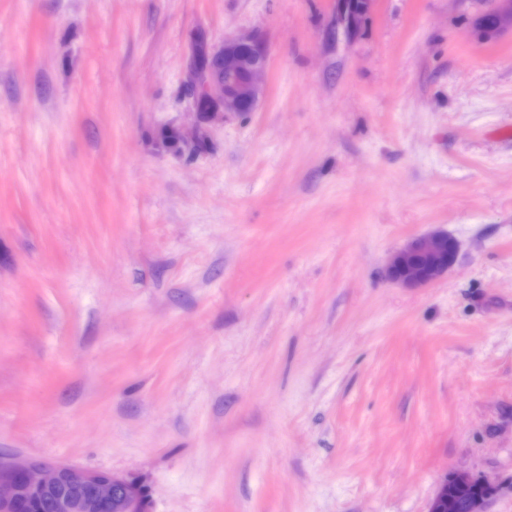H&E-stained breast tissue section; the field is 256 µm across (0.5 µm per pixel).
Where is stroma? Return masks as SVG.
I'll list each match as a JSON object with an SVG mask.
<instances>
[{
  "label": "stroma",
  "mask_w": 512,
  "mask_h": 512,
  "mask_svg": "<svg viewBox=\"0 0 512 512\" xmlns=\"http://www.w3.org/2000/svg\"><path fill=\"white\" fill-rule=\"evenodd\" d=\"M491 0H0V457L149 512H512V34ZM268 48L199 121L194 32ZM209 146L170 152L162 127ZM445 231L448 274L385 276ZM376 0H334L336 31L348 36L364 23ZM494 4L490 14L493 21L490 23L482 18V24H478L477 32L481 39L490 41L501 32H512V0H491ZM456 258V242L447 233L435 232L408 240L391 254L385 272L406 288H421L446 275ZM479 480L487 485L495 484L486 477L477 476L468 471L457 470L448 474L441 480L439 487L432 499L428 512H467L466 504L470 498L477 493L478 486L465 487L459 490V502L457 499V489Z\"/></svg>",
  "instance_id": "obj_1"
}]
</instances>
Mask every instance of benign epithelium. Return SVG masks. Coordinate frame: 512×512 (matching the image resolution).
Segmentation results:
<instances>
[{"mask_svg":"<svg viewBox=\"0 0 512 512\" xmlns=\"http://www.w3.org/2000/svg\"><path fill=\"white\" fill-rule=\"evenodd\" d=\"M375 0H334L336 31L348 36L364 23ZM492 21L477 26L481 39L490 41L512 31V0H492ZM268 50L254 34L227 39L218 47L206 48V60L216 67L201 70V63L189 55L185 95L192 107L212 120L227 115L246 116L255 111L263 94L262 75ZM457 258V244L444 232L414 237L391 254L385 272L388 279L406 288L424 287L448 273ZM476 480H491L457 470L445 476L428 512H460L457 489ZM64 485H87L91 494L81 498L61 495L56 512H131L135 504L146 505L148 493L140 482L105 470H83L67 464H46L33 460L0 462V512H19L44 492Z\"/></svg>","mask_w":512,"mask_h":512,"instance_id":"7a95c632","label":"benign epithelium"}]
</instances>
